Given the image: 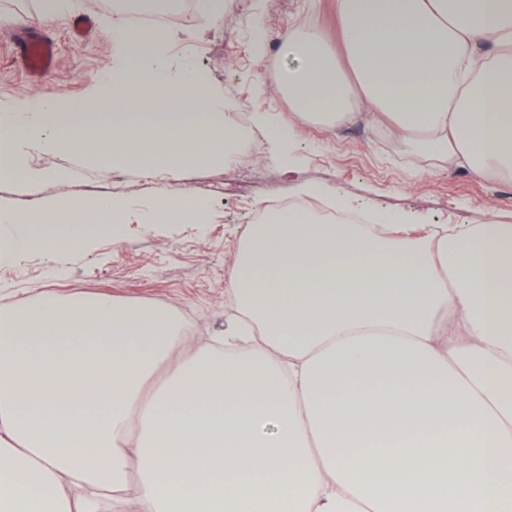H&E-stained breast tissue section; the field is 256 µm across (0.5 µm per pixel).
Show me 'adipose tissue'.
<instances>
[{
  "mask_svg": "<svg viewBox=\"0 0 512 512\" xmlns=\"http://www.w3.org/2000/svg\"><path fill=\"white\" fill-rule=\"evenodd\" d=\"M335 5L336 37L285 40L302 64L276 88L297 112L512 178V0ZM110 39L86 101L127 109L98 119L49 91L1 111V181L56 179L34 147L165 171L233 158L220 101L135 109L203 80L168 67L173 32L126 21ZM203 217L177 192L142 221ZM125 220L111 196L0 209V260ZM228 290L236 313L204 346L163 306L0 298V512H512V224L289 215L249 226Z\"/></svg>",
  "mask_w": 512,
  "mask_h": 512,
  "instance_id": "1",
  "label": "adipose tissue"
}]
</instances>
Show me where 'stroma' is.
Instances as JSON below:
<instances>
[{"label": "stroma", "instance_id": "stroma-1", "mask_svg": "<svg viewBox=\"0 0 512 512\" xmlns=\"http://www.w3.org/2000/svg\"><path fill=\"white\" fill-rule=\"evenodd\" d=\"M39 0H0V108L25 103L47 90L83 100L98 76L112 66L108 31L118 11L101 0H70L48 27L55 34L56 65L30 78L10 50L13 16L35 14ZM95 20L94 33L75 40L74 18ZM318 28L336 32L333 0L311 10L305 0H224L221 14L197 13L191 26L175 25L168 48L172 69L193 64L203 83L182 90L186 97H216L229 120L240 119L254 152L234 164L199 163L174 174L153 173L111 154L96 160L66 152L35 151L33 167L60 169L64 180L40 185L0 182V208L21 214L67 199L120 197L141 213L165 193L184 191L205 203L202 223L125 224L120 232L100 225L79 252L30 250L0 261V297L32 302L44 291L64 295L105 293L114 299L164 305L194 324L202 343L222 335L233 308L226 283L245 232L256 212L295 185L312 183L337 191L367 210L406 214L413 224H481L488 216L512 224V182L496 181L466 169L442 168L407 143L378 137L364 124L328 131L299 120L287 94L274 93L273 79L298 64L283 48L288 34ZM274 114L294 123L291 156L257 125ZM122 182H113L115 172Z\"/></svg>", "mask_w": 512, "mask_h": 512}]
</instances>
